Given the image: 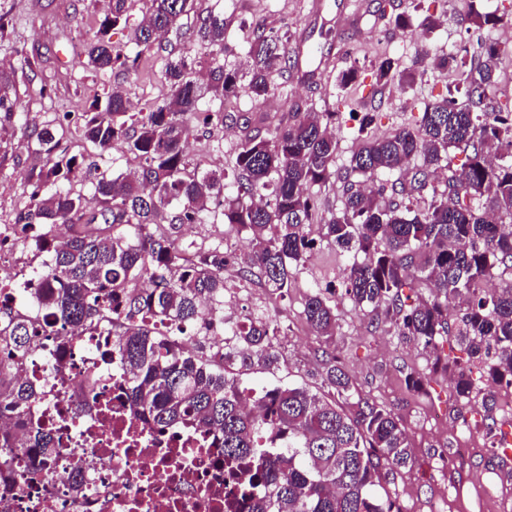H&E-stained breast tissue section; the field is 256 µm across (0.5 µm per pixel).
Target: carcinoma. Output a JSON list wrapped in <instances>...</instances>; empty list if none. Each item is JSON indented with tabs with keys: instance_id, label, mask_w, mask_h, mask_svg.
I'll list each match as a JSON object with an SVG mask.
<instances>
[{
	"instance_id": "cac0c4a2",
	"label": "carcinoma",
	"mask_w": 512,
	"mask_h": 512,
	"mask_svg": "<svg viewBox=\"0 0 512 512\" xmlns=\"http://www.w3.org/2000/svg\"><path fill=\"white\" fill-rule=\"evenodd\" d=\"M134 29L138 51L123 57L107 40L112 27L129 18V0H108L83 68L106 72L138 70L142 55L163 51L162 35L195 8L196 0H144ZM197 36L215 55L224 54V12H196ZM288 33L261 23L248 41V71L214 60L206 86L198 82L199 61L167 55L171 95L142 112L119 85L95 98L80 114L86 141L104 152L118 141L138 160L134 175L96 168L91 196L70 184L87 171L84 159L58 151L56 128L39 134L45 164L33 173L34 190L16 219L22 239L37 233L49 254L48 277L28 290L16 308L0 305V364L22 363L36 336H59L69 329L108 327L112 348L129 372L131 402L157 427L204 425L223 440L224 460L244 465L243 490H262L255 512H403L399 501L381 493L386 477L415 465L399 417L390 408L355 396L356 389L336 351H323L322 391L304 386H264L256 391L229 376L226 366L280 363L278 325L263 318L224 319V268L230 255L220 245L177 246L157 233L160 219L172 224H204L217 218L250 234L248 250L236 258L244 284L259 283L288 292L293 271L320 240L352 255L342 283L354 307L383 314L397 335L422 346L430 372L410 374L407 386L425 389L438 373H453L457 396H482L488 418L499 409L496 395L477 388L458 361L443 356L452 341L490 379L512 386V283L490 291L494 272L512 274V111L488 108L496 82L500 45L483 47V60L466 77V101L445 97L425 107L419 125L383 138L367 139L345 173L334 169L337 112H303L292 107L288 120L264 136L252 129L235 157L233 179L203 170L185 151V115L203 95L224 99L245 93L270 95L277 77L299 70L288 50ZM382 86L413 74L385 58L375 72ZM138 126L128 136V123ZM464 155L444 188L430 169ZM420 156L423 167L411 190L427 192L418 213L395 200L404 184L368 191L362 181L401 170ZM332 178L342 184L343 208L309 235L316 201L304 189ZM67 225L69 237L54 242L45 229ZM425 281L426 297L405 293ZM464 312L449 322L448 305ZM208 315L217 317L223 337L216 342L194 331ZM309 327L333 345L338 327L330 289L309 294L304 305ZM35 397L31 385L0 379V414L12 415L25 442L0 429V455L31 448L55 451L51 436L28 416Z\"/></svg>"
}]
</instances>
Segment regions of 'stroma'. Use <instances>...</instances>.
Returning <instances> with one entry per match:
<instances>
[{
	"instance_id": "obj_1",
	"label": "stroma",
	"mask_w": 512,
	"mask_h": 512,
	"mask_svg": "<svg viewBox=\"0 0 512 512\" xmlns=\"http://www.w3.org/2000/svg\"><path fill=\"white\" fill-rule=\"evenodd\" d=\"M321 1L323 7L316 14L311 11L314 0L203 3L224 14L228 66L243 61L251 24L288 31L289 49L301 70L313 71V79L275 80L270 94L275 107L242 95L231 99L229 110L245 118L262 113L273 120L281 117L280 106L287 102L316 112L339 110L334 128L336 171L349 166L362 135L378 137L403 125L414 126L425 104L441 95L463 99L458 72L470 67L485 42L502 47L497 70L512 65V15L504 14L501 0H355L342 14L336 0ZM432 4L443 13L439 28L423 34L397 27L396 16L417 17ZM105 7L106 0H0V11L10 19L0 35V93L16 100L27 115L24 125L0 130V224L15 223L23 209L33 189L30 172L43 163L37 135L58 115L87 108L94 95L118 83L142 108L171 93L159 56H144L138 71L129 76L117 69L99 73L73 68V61L84 54L73 47V32H82L84 42H91ZM478 13L496 14L500 20L494 26L479 24L474 20ZM426 52L450 55L454 61L447 72H435L420 61ZM387 57L414 70L411 86L374 87V67ZM351 65L357 67V77L350 86L340 87L337 76ZM369 111L374 120L361 128V118ZM189 126V157L204 170H230L245 139L242 125L206 126L193 119ZM58 136L61 150L94 158L113 173L138 167L123 142L99 153L83 139L78 121L59 128ZM159 230L179 245L221 243L235 252L247 248L246 234L225 224L165 223ZM348 260L335 247L317 243L295 271L284 297L256 285L242 287L235 266L225 268L224 293L232 298L225 318L236 321L265 314L286 330L279 339V369L252 367L243 374V383L257 388L278 383L320 386L324 344L308 326L303 308L309 293L333 289L339 315L336 351L345 370L361 396L399 416L411 442L414 467L389 476L386 484L403 512H512V458L500 452L505 435L512 432V415L498 411L486 416L480 401L458 397L451 379L441 374L426 391L407 389V374L428 372L427 357L420 347L402 342L376 315L354 309L341 279ZM464 433L471 437L470 449L459 465L455 458Z\"/></svg>"
}]
</instances>
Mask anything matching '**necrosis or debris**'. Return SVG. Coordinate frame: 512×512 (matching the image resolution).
<instances>
[{
    "mask_svg": "<svg viewBox=\"0 0 512 512\" xmlns=\"http://www.w3.org/2000/svg\"><path fill=\"white\" fill-rule=\"evenodd\" d=\"M15 236L0 226V299L46 272ZM112 341L103 329L36 337L20 376L37 391L30 414L55 451L16 450L0 470V512H251L211 431H161L137 415Z\"/></svg>",
    "mask_w": 512,
    "mask_h": 512,
    "instance_id": "obj_1",
    "label": "necrosis or debris"
}]
</instances>
